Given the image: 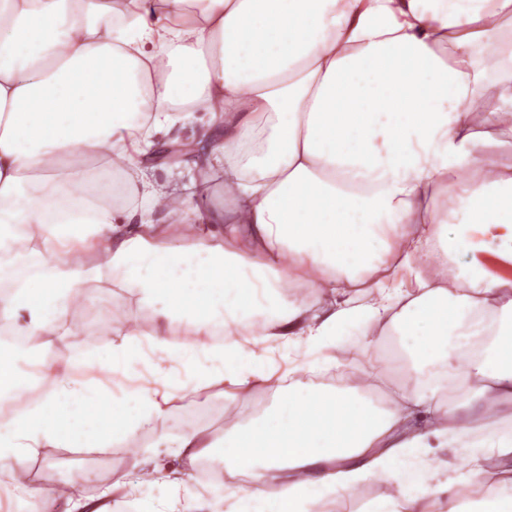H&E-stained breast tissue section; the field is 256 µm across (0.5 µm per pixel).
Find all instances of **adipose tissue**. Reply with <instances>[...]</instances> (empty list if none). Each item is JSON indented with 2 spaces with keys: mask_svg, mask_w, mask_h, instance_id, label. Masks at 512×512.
<instances>
[{
  "mask_svg": "<svg viewBox=\"0 0 512 512\" xmlns=\"http://www.w3.org/2000/svg\"><path fill=\"white\" fill-rule=\"evenodd\" d=\"M175 98L202 129L169 188L148 171ZM217 169L223 205L177 223ZM492 258L512 265V0H0L14 512L54 495L27 461L96 440L138 455L103 497L140 512H504L512 277ZM109 288L135 309L77 325ZM357 348L418 368L392 408ZM260 388L225 481L193 496L212 417Z\"/></svg>",
  "mask_w": 512,
  "mask_h": 512,
  "instance_id": "obj_1",
  "label": "adipose tissue"
}]
</instances>
